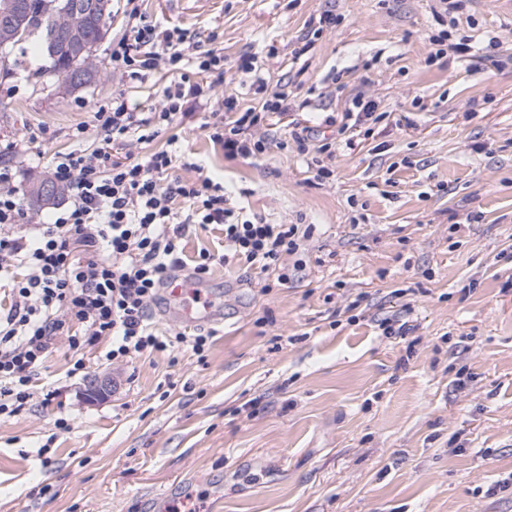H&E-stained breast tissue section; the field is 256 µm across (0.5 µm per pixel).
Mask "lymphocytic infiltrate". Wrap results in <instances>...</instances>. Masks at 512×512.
Here are the masks:
<instances>
[{"instance_id": "f902f5d3", "label": "lymphocytic infiltrate", "mask_w": 512, "mask_h": 512, "mask_svg": "<svg viewBox=\"0 0 512 512\" xmlns=\"http://www.w3.org/2000/svg\"><path fill=\"white\" fill-rule=\"evenodd\" d=\"M126 13L129 29L112 44V71L131 81L162 67L174 72L158 103L145 109L118 90L100 106L94 114L98 147L53 162L55 180L69 186L71 196L51 220L33 222L12 167H0V272L24 271L9 308L0 312V417L14 416L30 403L32 383L62 339L77 352L110 338L104 357L111 363L164 352L174 364L186 347L206 359L211 334L165 336L147 314L159 288L184 266L182 242L195 226H223L228 258L277 272L282 281L288 278L283 257L300 248L297 225L245 217L228 207L223 187L209 177H171L177 157L169 151L113 158L114 146L150 144L177 118L197 113L225 158H253L269 144L270 114L310 105L287 85L268 86L252 56L242 71L252 79L257 105L242 106L232 95L215 101L217 85L229 78L218 49L148 20L137 0H126ZM31 222L37 225L34 238L8 231Z\"/></svg>"}]
</instances>
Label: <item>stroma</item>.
<instances>
[{
	"mask_svg": "<svg viewBox=\"0 0 512 512\" xmlns=\"http://www.w3.org/2000/svg\"><path fill=\"white\" fill-rule=\"evenodd\" d=\"M139 5L223 50L225 67L257 56L269 85L310 98L272 115L276 142L248 160L226 159L198 115L153 146L197 162L175 175H209L246 215L313 231L283 284L224 263L216 225L185 239L188 257L215 256L198 285L216 314L187 325L164 298L148 314L162 331L212 332L206 362L187 350L174 366L160 352L112 364L99 344L72 377L59 346L33 400L0 420V512H512V488L495 489L512 476V6L460 0L448 40L482 56L476 66L453 53L428 62L436 0ZM114 7L101 76L83 91H59L29 42L0 66V166L21 190L55 156L98 146L93 114L113 91L148 108L171 79L113 74L128 25L125 0ZM326 11L338 24L294 56ZM360 93L384 119L337 137L330 176L315 179L293 132L330 131ZM386 317L418 344L384 335ZM106 375L111 395L86 397Z\"/></svg>",
	"mask_w": 512,
	"mask_h": 512,
	"instance_id": "1",
	"label": "stroma"
}]
</instances>
